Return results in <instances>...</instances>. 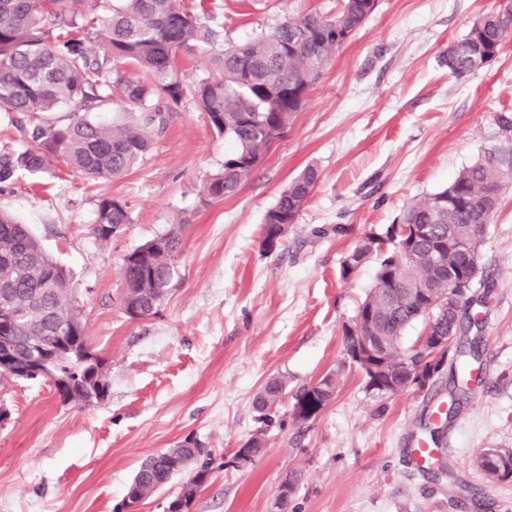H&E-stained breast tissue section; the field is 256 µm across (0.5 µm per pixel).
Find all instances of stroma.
Segmentation results:
<instances>
[{
	"label": "stroma",
	"instance_id": "1",
	"mask_svg": "<svg viewBox=\"0 0 512 512\" xmlns=\"http://www.w3.org/2000/svg\"><path fill=\"white\" fill-rule=\"evenodd\" d=\"M239 43L285 17L336 12L341 0H206ZM508 0H378L336 53L288 131L232 198L201 205L204 180L230 148L192 100L174 112L143 163L119 179L54 173L0 184V209L29 224L70 271L92 347L105 359V400L63 403L42 380L0 376V512H114L141 462L196 437L212 454L190 512H512V478L478 466L491 448L512 450V183L480 246L485 271L469 312L477 321L480 381L452 404L448 373L391 396L347 368L335 398L295 421L293 393L341 365L342 327L371 288L375 263L349 279L341 263L359 237L393 223L445 187L506 135L512 113V40L491 65L451 74L443 55L483 14ZM319 181L282 244L262 248L269 209L304 168ZM128 201L132 222L102 245L90 228L97 203ZM190 223L178 283L160 312L130 320L121 303L124 256ZM282 376L288 397L262 427L255 397ZM454 406L441 463L467 484L449 493L411 457L425 423ZM263 453L242 464L257 431ZM300 473L286 510L275 492Z\"/></svg>",
	"mask_w": 512,
	"mask_h": 512
}]
</instances>
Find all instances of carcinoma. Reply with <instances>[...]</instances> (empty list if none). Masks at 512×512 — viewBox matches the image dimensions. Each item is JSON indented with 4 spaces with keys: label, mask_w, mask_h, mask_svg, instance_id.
<instances>
[{
    "label": "carcinoma",
    "mask_w": 512,
    "mask_h": 512,
    "mask_svg": "<svg viewBox=\"0 0 512 512\" xmlns=\"http://www.w3.org/2000/svg\"><path fill=\"white\" fill-rule=\"evenodd\" d=\"M89 0H0V112L38 114L65 105L72 110L64 124L46 122L36 128L35 143L0 153V182L19 173L45 172L54 159L73 175L93 180L120 178L142 162L154 138L167 129L170 114L191 97L207 124L232 143L222 168L201 190V203L236 196L251 179L270 147L271 136L284 135L310 90L332 63L344 41L336 28L355 34L368 19V0H342L333 15L309 12L288 17L243 43L224 42V23L204 4L193 0H114L104 18L84 10ZM512 36V8L480 16L466 35L448 47V70L457 76L473 73L498 59ZM99 45L91 54L86 39ZM182 53L208 59V75L192 88L178 76ZM136 67L146 78H133ZM116 105L132 115L130 122H95L85 113ZM319 179L313 167L304 169L267 211L262 247L274 250L282 241V225L296 223ZM512 180V143L487 149L463 168L448 185L408 206L393 224L363 234L342 263V277L367 261L377 260L375 280L359 306L352 326H361L374 348L378 373L393 384H379L364 365L350 363L365 374L367 387L381 395L404 390L411 372H420L419 387L433 379L451 358L452 400L468 390L467 375L476 346L452 343L434 355L418 347L404 350L407 328L433 321L432 332L448 339L467 332L459 312L448 308V280L459 277L479 257L480 246L470 242V225L490 223L501 202V192ZM132 223L129 202L111 196L98 200L95 240L108 243L112 229ZM190 219L177 218L149 244L165 251L164 264L153 267L154 255L138 247L122 262V304L145 319L156 315L172 288L178 271L176 257L184 246ZM427 227L428 234L413 228ZM0 305L16 307L10 325L14 374L23 379L52 375L74 385L96 388L102 382L109 393L107 374L90 377L93 366L78 354L64 351L49 364V374H29L38 360L37 340H49L60 329H85L75 303L71 275L43 249L26 224L0 210ZM342 370L323 375L294 395V419L306 422L329 404ZM282 377L268 379L256 396L260 419L270 426V412L286 394ZM260 430L236 451L248 463L264 448ZM211 453L194 437H185L174 452L163 450L146 458L126 489V497L141 504L180 474L176 460L189 462L187 481L170 499L169 512H190L197 491L209 473ZM487 479L504 481L512 474L480 459Z\"/></svg>",
    "instance_id": "carcinoma-1"
}]
</instances>
